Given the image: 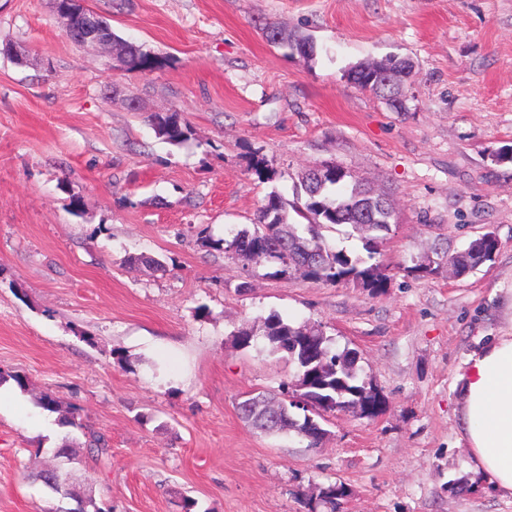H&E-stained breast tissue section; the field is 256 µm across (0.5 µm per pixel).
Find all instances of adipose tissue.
<instances>
[{"label":"adipose tissue","instance_id":"obj_1","mask_svg":"<svg viewBox=\"0 0 512 512\" xmlns=\"http://www.w3.org/2000/svg\"><path fill=\"white\" fill-rule=\"evenodd\" d=\"M454 388L476 472L512 493V333L470 352Z\"/></svg>","mask_w":512,"mask_h":512}]
</instances>
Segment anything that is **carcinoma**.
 <instances>
[{
    "mask_svg": "<svg viewBox=\"0 0 512 512\" xmlns=\"http://www.w3.org/2000/svg\"><path fill=\"white\" fill-rule=\"evenodd\" d=\"M265 40L276 46L289 47L303 54H314L311 37L298 31H286L273 25L262 28ZM114 41L128 58L130 71H152L162 64L157 57L144 52L142 45L115 34ZM409 62L390 56L371 65H357L349 72L350 79L362 89H369L393 109L400 111L404 97V82ZM151 124L156 133L173 145L185 142L190 126L178 112L155 113ZM304 203L293 204L292 210L306 220L304 224L290 221L286 203L275 192L269 193L259 209L253 228H243L224 241V250L246 256L256 265L276 264L282 271L301 270L316 281L329 284L354 282L378 294L387 287L388 277L381 261L377 260L380 247L391 231L392 214L385 199L370 189L347 181L346 173L336 165L324 168L321 177L301 178ZM348 224L361 233L366 256L352 255L343 249L328 245L323 232L338 225ZM497 251L492 240L477 238L467 249L455 254L435 251L468 273L493 260ZM270 352L286 354L294 366L292 378L281 384L279 392L250 394L237 404L239 417L253 430L274 434L293 430L307 436L309 447H317L325 430L320 425H309L308 418L298 419L293 410L315 408L322 413L344 411L362 417H375L385 407L384 396L373 389L369 381L360 377L355 356L350 352L334 353L329 339L315 327L295 326L277 313L263 321V333ZM306 398L305 405L294 401L295 394ZM38 406L49 413L60 414L62 426L83 428L72 412H63L60 401L43 393ZM90 452L102 458L110 453L103 435L88 432ZM29 478L45 486L55 483L61 490L69 489L67 472L61 467L33 471ZM342 491L332 485L324 489L317 501L307 503V512H318L325 505L336 512Z\"/></svg>",
    "mask_w": 512,
    "mask_h": 512,
    "instance_id": "carcinoma-1",
    "label": "carcinoma"
}]
</instances>
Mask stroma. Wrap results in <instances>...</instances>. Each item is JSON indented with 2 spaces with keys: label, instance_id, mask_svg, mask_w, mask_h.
<instances>
[{
  "label": "stroma",
  "instance_id": "1",
  "mask_svg": "<svg viewBox=\"0 0 512 512\" xmlns=\"http://www.w3.org/2000/svg\"><path fill=\"white\" fill-rule=\"evenodd\" d=\"M84 4L163 65L112 71L54 0H0V369L27 379L0 384V512L76 508L28 478L65 440L101 512H182L187 496L197 512H307L332 484L338 512H512V494L469 481L454 389L467 354L512 329L495 291L512 286V0ZM268 24L311 36L314 56L268 43ZM393 55L413 64L401 111L347 77ZM169 109L191 128L179 145L150 124ZM324 162L387 195L381 295L222 245ZM486 232L491 262L414 272L436 243ZM273 312L356 351L384 411L325 414L315 448L248 427L238 401L293 367L233 334ZM45 392L82 429L38 408Z\"/></svg>",
  "mask_w": 512,
  "mask_h": 512
}]
</instances>
